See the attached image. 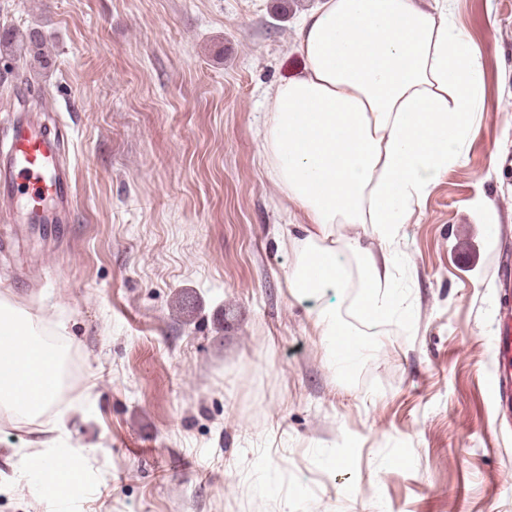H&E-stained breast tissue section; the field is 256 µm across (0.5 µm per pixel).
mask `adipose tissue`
I'll list each match as a JSON object with an SVG mask.
<instances>
[{
    "instance_id": "adipose-tissue-1",
    "label": "adipose tissue",
    "mask_w": 512,
    "mask_h": 512,
    "mask_svg": "<svg viewBox=\"0 0 512 512\" xmlns=\"http://www.w3.org/2000/svg\"><path fill=\"white\" fill-rule=\"evenodd\" d=\"M302 66L274 89L261 132L266 173L297 209L288 284L319 297L359 291L361 321L378 328L405 312L394 285L393 245L428 189L461 164L484 109L481 51L458 27L451 0L437 12L415 0H321L299 26ZM367 224L381 249L337 237ZM336 369L359 363L365 343L335 309H313ZM30 318L0 302V411L26 421L54 409L52 434L33 440L29 472L38 503L80 484L78 451L64 439L59 355L32 348Z\"/></svg>"
}]
</instances>
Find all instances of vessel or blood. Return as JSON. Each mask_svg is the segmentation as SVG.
Segmentation results:
<instances>
[{"label": "vessel or blood", "instance_id": "obj_1", "mask_svg": "<svg viewBox=\"0 0 512 512\" xmlns=\"http://www.w3.org/2000/svg\"><path fill=\"white\" fill-rule=\"evenodd\" d=\"M0 200L21 205L31 223H42L48 203L73 201L69 174L57 148L28 121H20L0 160ZM499 422L512 426V371L501 372L494 387Z\"/></svg>", "mask_w": 512, "mask_h": 512}]
</instances>
